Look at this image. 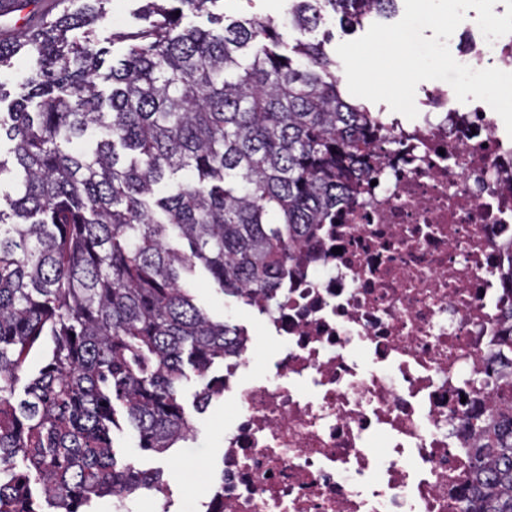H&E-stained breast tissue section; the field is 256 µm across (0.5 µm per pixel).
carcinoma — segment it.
Returning a JSON list of instances; mask_svg holds the SVG:
<instances>
[{
    "mask_svg": "<svg viewBox=\"0 0 512 512\" xmlns=\"http://www.w3.org/2000/svg\"><path fill=\"white\" fill-rule=\"evenodd\" d=\"M108 2L0 41V70L35 63L12 91L0 81L14 163L0 176L16 184L0 196V512L162 490L160 472L117 458L113 433L123 421L156 452L186 441L187 366L196 411L219 394L207 376L235 326L210 318L190 278L201 267L221 293L274 304L390 133L342 93L325 41L283 31L327 13L360 27L397 0H289L280 24L211 12L208 29L184 19L217 0H145L106 68L94 27ZM490 386L493 407L465 420L480 491L463 512H512V373L477 383Z\"/></svg>",
    "mask_w": 512,
    "mask_h": 512,
    "instance_id": "1",
    "label": "carcinoma"
}]
</instances>
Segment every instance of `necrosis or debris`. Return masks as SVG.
<instances>
[{"mask_svg": "<svg viewBox=\"0 0 512 512\" xmlns=\"http://www.w3.org/2000/svg\"><path fill=\"white\" fill-rule=\"evenodd\" d=\"M476 17L453 57L512 72V34L486 41ZM415 104L394 142L373 143L375 165L279 306L251 303L224 357L233 413L197 512H461L472 495L465 417L495 391L469 381L508 364L512 138L446 86L421 85ZM260 333L274 351L253 378Z\"/></svg>", "mask_w": 512, "mask_h": 512, "instance_id": "1", "label": "necrosis or debris"}]
</instances>
